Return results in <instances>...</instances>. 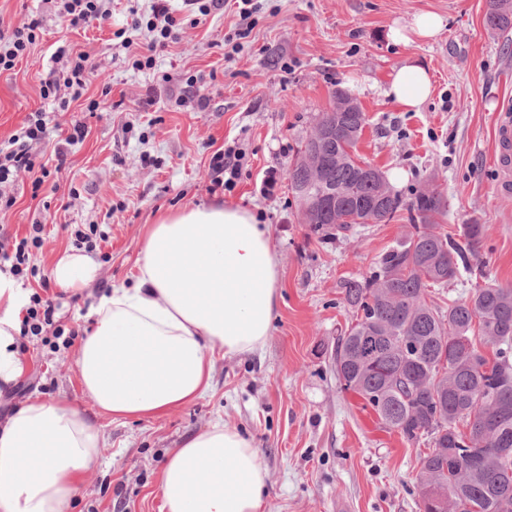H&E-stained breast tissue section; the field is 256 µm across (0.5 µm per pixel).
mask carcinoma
<instances>
[{
    "instance_id": "carcinoma-1",
    "label": "carcinoma",
    "mask_w": 512,
    "mask_h": 512,
    "mask_svg": "<svg viewBox=\"0 0 512 512\" xmlns=\"http://www.w3.org/2000/svg\"><path fill=\"white\" fill-rule=\"evenodd\" d=\"M485 23L511 31L512 0H487ZM366 125L357 105L322 113L287 168L302 223L317 234L409 213L411 230L369 275L338 285L352 320L337 341L336 374L386 428L427 441L423 512H512V287L477 281L446 312L431 299L472 272L488 227L464 224L458 241L439 224V192L424 188L408 202L394 192L356 154ZM325 185L336 189L332 208L315 201Z\"/></svg>"
}]
</instances>
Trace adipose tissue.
Instances as JSON below:
<instances>
[{
	"label": "adipose tissue",
	"instance_id": "obj_1",
	"mask_svg": "<svg viewBox=\"0 0 512 512\" xmlns=\"http://www.w3.org/2000/svg\"><path fill=\"white\" fill-rule=\"evenodd\" d=\"M442 16L419 14L389 30L405 45L436 38ZM431 78L407 62L386 95L416 112ZM58 288L79 292L98 275L96 262L60 253ZM266 225L241 207L210 204L163 211L148 225L130 282L115 284L90 307L78 347L82 393L95 415L67 399L27 397L0 423V512H72L85 476L102 458L99 416L157 418L210 390L215 355L262 350L280 291ZM28 295L0 271V384L25 365L18 350ZM269 471L252 439L215 423L171 449L160 470L163 512H262Z\"/></svg>",
	"mask_w": 512,
	"mask_h": 512
}]
</instances>
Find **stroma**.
Instances as JSON below:
<instances>
[{
	"mask_svg": "<svg viewBox=\"0 0 512 512\" xmlns=\"http://www.w3.org/2000/svg\"><path fill=\"white\" fill-rule=\"evenodd\" d=\"M252 30L237 53L224 39L240 27L232 0L212 8L200 25L185 0H172L183 33L177 44L139 70L117 33L149 0H106L109 18L72 28L52 0H0V33L38 19L30 51L0 72V144L31 112L48 113L49 137L34 145L49 176L40 191L20 173L15 204L0 211V232L26 235L44 227L31 259L37 274L27 292L50 297L55 323L84 331L93 299L128 280L147 225L167 209L222 202L250 210L267 225L280 272L271 335L260 352L216 357L213 385L203 397L151 419L99 417L101 464L79 492L77 512H161L160 466L169 449L211 424L253 438L271 483L262 512H420L417 462L411 445L380 423L365 401L345 390L333 357L349 322L338 284L369 274L378 257L409 228L406 217L364 224L326 238L303 224L287 178L264 190L268 167L287 166L336 89L362 107L368 124L358 155L393 177L411 198L424 187L441 193V223L488 231L477 263L487 282L512 286V199L493 184L492 129L500 101L512 98V32L485 23L486 0H255ZM433 12L446 20L434 40L393 45L394 22ZM89 55L83 95L61 106L43 98L42 84L67 66L58 47ZM424 66L431 95L416 112L385 94L405 60ZM208 98L204 110L183 101L188 81ZM105 111L89 112L90 101ZM88 134L70 144L74 123ZM241 149L242 175L231 189L212 188L214 155ZM97 225L107 240L92 251L98 276L73 294L57 288L52 265L73 249L75 229ZM76 347L53 350L41 340L22 346L26 365L12 396H0V417L32 393L69 398L87 414L75 365Z\"/></svg>",
	"mask_w": 512,
	"mask_h": 512,
	"instance_id": "1",
	"label": "stroma"
}]
</instances>
